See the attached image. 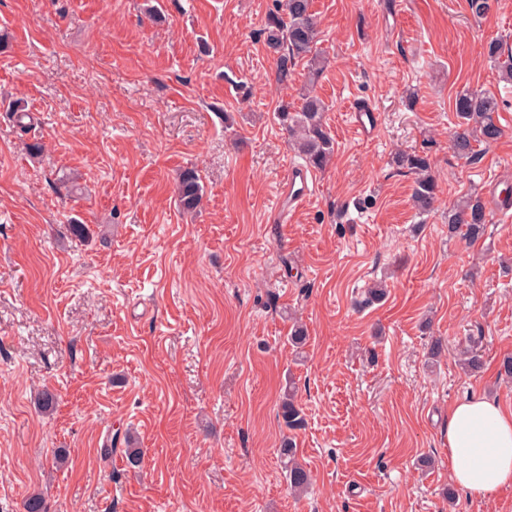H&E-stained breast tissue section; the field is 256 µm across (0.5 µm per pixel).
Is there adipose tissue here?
I'll list each match as a JSON object with an SVG mask.
<instances>
[{
    "mask_svg": "<svg viewBox=\"0 0 512 512\" xmlns=\"http://www.w3.org/2000/svg\"><path fill=\"white\" fill-rule=\"evenodd\" d=\"M448 459L454 483L486 497L512 485V410L474 396L448 409Z\"/></svg>",
    "mask_w": 512,
    "mask_h": 512,
    "instance_id": "adipose-tissue-1",
    "label": "adipose tissue"
}]
</instances>
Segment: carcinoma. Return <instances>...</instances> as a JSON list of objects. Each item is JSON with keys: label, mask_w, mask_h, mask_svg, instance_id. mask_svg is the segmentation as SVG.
I'll return each mask as SVG.
<instances>
[{"label": "carcinoma", "mask_w": 512, "mask_h": 512, "mask_svg": "<svg viewBox=\"0 0 512 512\" xmlns=\"http://www.w3.org/2000/svg\"><path fill=\"white\" fill-rule=\"evenodd\" d=\"M473 17L485 18L495 6V0H467ZM264 45L273 55L276 63V77L279 83L288 82V77L300 62H305L310 82H315L324 64L316 52L319 40L317 23L312 12V0H275L262 28ZM487 55L497 68L499 77L512 82V52L503 44L492 41L487 46ZM454 108L459 119L458 130L452 139V148L461 158L475 159L474 144L489 145L501 138L503 130L497 122L499 112L497 97L486 91L464 88L455 97ZM325 101L310 90L300 97V105L287 101L277 109V118L288 132L295 149L304 156L308 164L316 169H325L332 160L334 142L326 128ZM394 164L415 174L411 195L413 208L420 214L429 213L437 202L438 181L431 170L427 157L416 153H398ZM204 185L197 171L187 169L180 173L177 183L179 206L186 211L196 210L203 199ZM487 224L486 207L481 197L471 195L448 210V235L476 241L484 236ZM463 364L471 373H478L483 367L482 354L471 347L463 353ZM280 416L289 429H296L303 423L302 410L296 401L293 387L280 403ZM281 456L286 460L290 489L304 492L309 488L310 472L295 458L291 440L283 441Z\"/></svg>", "instance_id": "1"}]
</instances>
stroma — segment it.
<instances>
[{
	"label": "stroma",
	"instance_id": "stroma-1",
	"mask_svg": "<svg viewBox=\"0 0 512 512\" xmlns=\"http://www.w3.org/2000/svg\"><path fill=\"white\" fill-rule=\"evenodd\" d=\"M272 7L0 0V512L37 492L48 512H512V487H456L447 433L468 396L512 409L497 375L512 222L489 212L471 244L445 221L461 196L512 183V84L486 53L512 49V0L483 19L467 0H313L335 156L282 224L283 178L303 160L275 110L299 102L307 70L277 82ZM465 87L497 96L503 128L472 162L451 143ZM357 104L377 109L371 132ZM398 152L428 156L433 212L412 207ZM186 169L205 185L192 213L175 193ZM379 281L386 300L362 307ZM472 345L476 375L457 362ZM289 382L294 431L279 414ZM286 437L312 475L300 496Z\"/></svg>",
	"mask_w": 512,
	"mask_h": 512
}]
</instances>
